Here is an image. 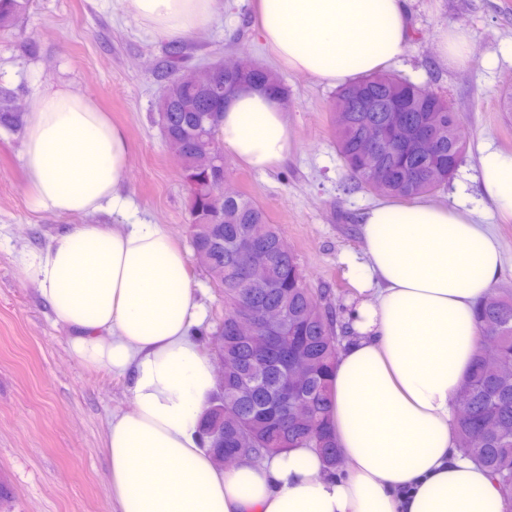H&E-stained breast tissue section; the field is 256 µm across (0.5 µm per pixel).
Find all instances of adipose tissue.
I'll list each match as a JSON object with an SVG mask.
<instances>
[{"label": "adipose tissue", "instance_id": "obj_1", "mask_svg": "<svg viewBox=\"0 0 512 512\" xmlns=\"http://www.w3.org/2000/svg\"><path fill=\"white\" fill-rule=\"evenodd\" d=\"M154 33L184 39L222 0H120ZM258 31L281 65L329 85L381 71L405 52L406 0H258ZM225 149L263 172L291 147L288 113L260 89L219 118ZM131 144L98 104L67 87L29 99L23 157L36 211H122ZM485 197L512 216V157L478 149ZM364 253L340 262L354 291L332 377L341 472L316 449L218 465L198 432L218 380L195 329L202 305L187 254L160 224H75L25 262L81 363L128 381L131 406L105 439L114 512H505L490 474L456 446L455 395L482 340L474 306L502 265L465 203L380 204Z\"/></svg>", "mask_w": 512, "mask_h": 512}]
</instances>
